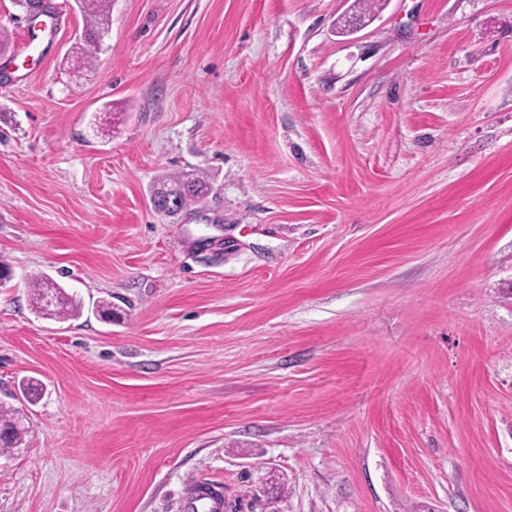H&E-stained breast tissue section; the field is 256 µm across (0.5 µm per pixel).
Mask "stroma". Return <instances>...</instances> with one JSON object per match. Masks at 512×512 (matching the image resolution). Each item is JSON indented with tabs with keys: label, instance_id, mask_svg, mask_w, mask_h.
I'll return each instance as SVG.
<instances>
[{
	"label": "stroma",
	"instance_id": "obj_1",
	"mask_svg": "<svg viewBox=\"0 0 512 512\" xmlns=\"http://www.w3.org/2000/svg\"><path fill=\"white\" fill-rule=\"evenodd\" d=\"M52 2L27 59L0 0V512H512V0H113L86 66ZM156 186L160 187L155 189L152 195L157 198L161 212L156 206L153 207L159 213H163L167 216L168 214L164 210V205L162 203L164 188H176L180 190L186 205L198 198L207 197L211 190L208 180L198 173H180L174 176H169L160 181ZM28 288L31 295V310L42 318L64 315L66 317L78 318L83 313V303L76 295H70L64 288L53 283L45 275H34L28 278ZM52 293L56 300L54 308L46 304V296Z\"/></svg>",
	"mask_w": 512,
	"mask_h": 512
}]
</instances>
